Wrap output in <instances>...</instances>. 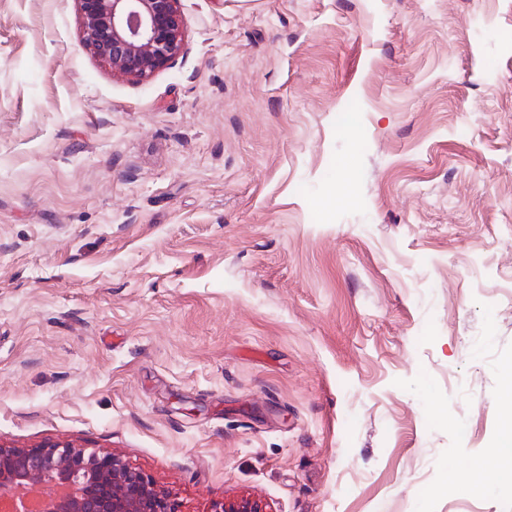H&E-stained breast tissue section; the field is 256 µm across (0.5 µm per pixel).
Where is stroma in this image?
<instances>
[{
  "label": "stroma",
  "instance_id": "35a3bbf8",
  "mask_svg": "<svg viewBox=\"0 0 512 512\" xmlns=\"http://www.w3.org/2000/svg\"><path fill=\"white\" fill-rule=\"evenodd\" d=\"M181 12L136 83L0 0V446L182 512H512V0ZM512 422L511 417H507L503 422V430L499 439L501 450L497 453L496 461L499 466L500 478L503 476L506 482L512 480ZM211 512H267L266 506L248 496H241L224 501L215 506Z\"/></svg>",
  "mask_w": 512,
  "mask_h": 512
}]
</instances>
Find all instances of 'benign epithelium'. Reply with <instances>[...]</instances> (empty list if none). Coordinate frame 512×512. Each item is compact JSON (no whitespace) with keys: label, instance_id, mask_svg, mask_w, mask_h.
I'll return each instance as SVG.
<instances>
[{"label":"benign epithelium","instance_id":"7a95c632","mask_svg":"<svg viewBox=\"0 0 512 512\" xmlns=\"http://www.w3.org/2000/svg\"><path fill=\"white\" fill-rule=\"evenodd\" d=\"M81 43L112 74L144 81L170 67L183 51L181 0H74ZM50 484L53 493L41 488ZM30 492L43 512H181L179 502L151 475L115 453L69 444L0 448V512H33ZM213 512H266L248 496Z\"/></svg>","mask_w":512,"mask_h":512}]
</instances>
